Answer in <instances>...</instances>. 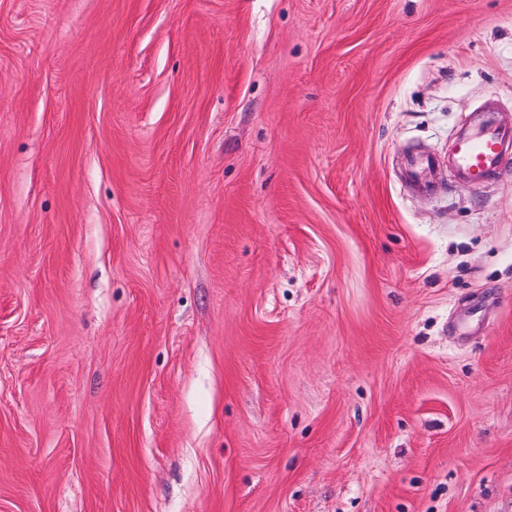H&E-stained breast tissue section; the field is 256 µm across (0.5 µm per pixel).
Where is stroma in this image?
<instances>
[{"label":"stroma","mask_w":512,"mask_h":512,"mask_svg":"<svg viewBox=\"0 0 512 512\" xmlns=\"http://www.w3.org/2000/svg\"><path fill=\"white\" fill-rule=\"evenodd\" d=\"M487 106L512 0H0V512H512ZM507 140H512V128L489 123L474 136L460 142L456 164L472 181L491 178L500 170V157Z\"/></svg>","instance_id":"35a3bbf8"}]
</instances>
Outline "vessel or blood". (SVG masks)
<instances>
[{"mask_svg": "<svg viewBox=\"0 0 512 512\" xmlns=\"http://www.w3.org/2000/svg\"><path fill=\"white\" fill-rule=\"evenodd\" d=\"M509 140H512V128L487 124L474 136L460 142L456 164L470 180L491 178L500 170V157Z\"/></svg>", "mask_w": 512, "mask_h": 512, "instance_id": "obj_1", "label": "vessel or blood"}]
</instances>
